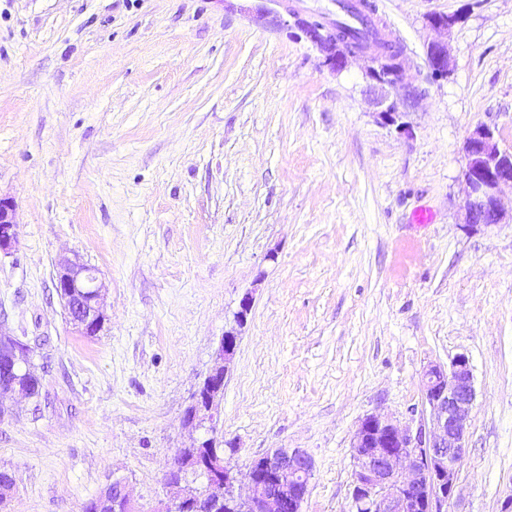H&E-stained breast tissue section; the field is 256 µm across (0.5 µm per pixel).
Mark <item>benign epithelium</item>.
<instances>
[{
    "instance_id": "obj_1",
    "label": "benign epithelium",
    "mask_w": 512,
    "mask_h": 512,
    "mask_svg": "<svg viewBox=\"0 0 512 512\" xmlns=\"http://www.w3.org/2000/svg\"><path fill=\"white\" fill-rule=\"evenodd\" d=\"M293 26L322 53L334 71L342 70L348 59L367 58L366 75L377 84L404 91L413 102L420 92L406 83L408 60L401 54L392 58L381 50L367 53L343 43L336 33L314 26L309 18L292 14ZM427 59L432 77L445 79L450 71L448 43L428 46ZM380 119L400 131L406 130L404 113L391 102L379 112ZM465 224L468 227L512 223L501 203L505 189H512V149L502 148L495 130L476 127L466 137ZM18 239L14 206L0 197V254H9ZM97 287V277L88 267L65 262L55 284L65 301L69 320L87 332L103 321L101 300H85V289ZM252 297L246 295L234 316L235 326L224 332L218 361L207 375L205 389L198 391L189 409V425L210 435L217 414L212 396L224 392L234 366L240 330L251 311ZM476 398L473 370L465 353L453 357L449 366H428L423 374L421 418L416 429H401L392 419L378 414L365 416L351 440L354 472L351 498L356 512H445L453 498L459 469L466 458L465 434L469 411ZM183 449L176 450L164 482L177 489L156 512H194L200 500L221 502L226 512H301L313 475L314 462L304 450L280 448L254 461L244 473L225 464L224 456L210 454L201 474L186 484L171 477L178 471ZM112 485L120 497L112 503L115 512H137L126 481L116 478Z\"/></svg>"
}]
</instances>
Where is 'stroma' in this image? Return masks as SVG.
<instances>
[{
  "label": "stroma",
  "mask_w": 512,
  "mask_h": 512,
  "mask_svg": "<svg viewBox=\"0 0 512 512\" xmlns=\"http://www.w3.org/2000/svg\"><path fill=\"white\" fill-rule=\"evenodd\" d=\"M372 2L422 92L402 133L363 58L334 71L285 25L297 0H0V197L18 229L0 330L42 379L0 401V469L17 477L0 512H82L117 476L154 512L248 293L219 400L226 462L304 449L302 512H354L359 421L411 424L424 369L464 353L476 399L447 512H500L512 224L465 226L462 170L477 126L512 146V0ZM434 15L453 20L438 81ZM66 260L96 271V335L57 295ZM427 59L432 77L435 80H441L448 77V73L450 71L448 41L432 42L427 49Z\"/></svg>",
  "instance_id": "35a3bbf8"
}]
</instances>
